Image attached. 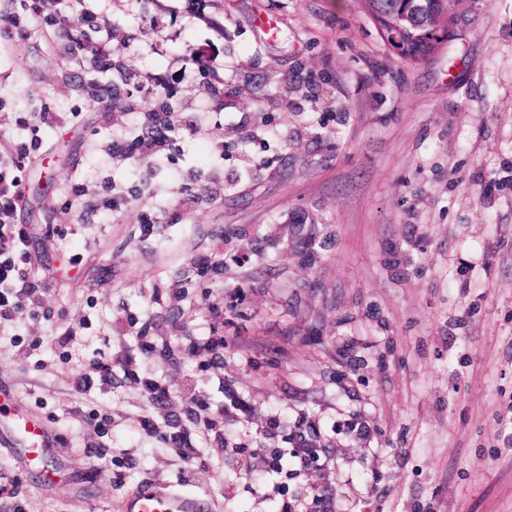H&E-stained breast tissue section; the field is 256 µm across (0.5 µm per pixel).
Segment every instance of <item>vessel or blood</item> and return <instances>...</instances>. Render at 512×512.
<instances>
[{"instance_id": "vessel-or-blood-1", "label": "vessel or blood", "mask_w": 512, "mask_h": 512, "mask_svg": "<svg viewBox=\"0 0 512 512\" xmlns=\"http://www.w3.org/2000/svg\"><path fill=\"white\" fill-rule=\"evenodd\" d=\"M7 435V447L24 448L31 469L41 472L45 481H54L58 470H45L44 462L53 455V443L35 418L18 413L12 392L0 385V435ZM123 512H198V502L186 493L147 487L125 502Z\"/></svg>"}]
</instances>
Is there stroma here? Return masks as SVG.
<instances>
[{"instance_id": "35a3bbf8", "label": "stroma", "mask_w": 512, "mask_h": 512, "mask_svg": "<svg viewBox=\"0 0 512 512\" xmlns=\"http://www.w3.org/2000/svg\"><path fill=\"white\" fill-rule=\"evenodd\" d=\"M65 5L0 40V162L52 114L0 383L70 476L1 448L0 512H512V0L419 66L359 0H83L81 48ZM157 104L181 134L113 153ZM195 498L181 491L147 487L125 502L124 512H197Z\"/></svg>"}]
</instances>
